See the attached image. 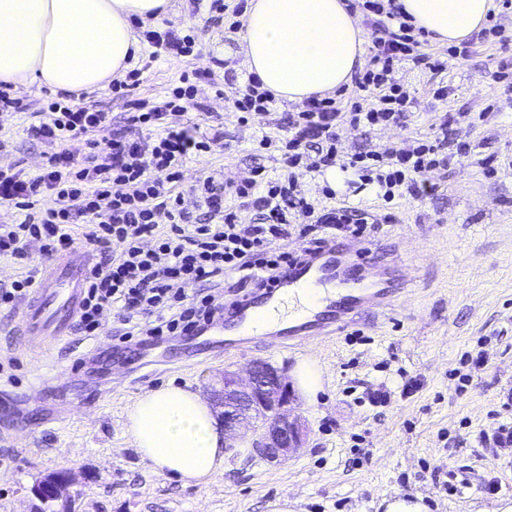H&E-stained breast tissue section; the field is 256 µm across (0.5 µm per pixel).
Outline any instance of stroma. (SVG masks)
<instances>
[{
    "label": "stroma",
    "mask_w": 512,
    "mask_h": 512,
    "mask_svg": "<svg viewBox=\"0 0 512 512\" xmlns=\"http://www.w3.org/2000/svg\"><path fill=\"white\" fill-rule=\"evenodd\" d=\"M173 2L159 25L192 29L195 50L155 59L144 46L131 62L141 71L131 97H160L182 74L212 69L189 118L224 138L186 161V183L212 174L240 181L257 166L266 177H283L273 160L277 147L259 142L283 138L297 104L274 102L265 122L243 123L225 102L249 74L240 47L243 16L228 11L216 25L209 0ZM503 26L500 39L471 36L464 58L424 45L448 68L405 75L415 103L404 126L340 131L352 153L435 136L448 112L477 116L476 127L456 131L458 141L471 144L469 156L452 157L432 173L437 192L388 203L373 186L356 188L351 170L336 184L322 172L297 174L300 192L318 207L345 203L380 217L376 240L396 246L412 279L403 305L364 316L334 340L302 351L262 345L235 358L225 357L224 334L214 330L115 345L119 323L110 313L99 335L76 332L45 353L26 354L20 337L0 335V512H32L29 488L64 468L73 473L65 512H271L281 497L291 512H377L382 498L397 493L423 497L429 512H499L511 504L512 454L479 440L491 426L512 425V408L502 406L512 393V14ZM216 58L222 67H213ZM440 82L448 86L444 100L434 95ZM25 125L23 114L0 112V139L13 144L10 154L0 153V166L18 162L35 172L52 150L29 142ZM477 353L485 361L479 378L461 384L464 355ZM304 359L320 366L323 388L314 400H297L310 429L299 453L270 462L237 448L201 486L156 472L138 452L128 417L144 393L172 384L204 396L224 370L264 360L291 371ZM66 366L64 393L33 391L36 377H55ZM125 375L131 384L122 383ZM410 379L418 388L406 396ZM462 469L473 485L445 492L444 483Z\"/></svg>",
    "instance_id": "35a3bbf8"
}]
</instances>
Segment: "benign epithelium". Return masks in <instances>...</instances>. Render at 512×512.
I'll return each instance as SVG.
<instances>
[{
	"mask_svg": "<svg viewBox=\"0 0 512 512\" xmlns=\"http://www.w3.org/2000/svg\"><path fill=\"white\" fill-rule=\"evenodd\" d=\"M211 405L224 423L225 450L249 435L251 453L267 459L286 458L304 447L306 428L294 413L295 394L284 371L253 361L245 372L224 371L223 386L213 391ZM71 472L50 475L31 488L43 505L63 497Z\"/></svg>",
	"mask_w": 512,
	"mask_h": 512,
	"instance_id": "obj_1",
	"label": "benign epithelium"
}]
</instances>
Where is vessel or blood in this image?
I'll use <instances>...</instances> for the list:
<instances>
[{
    "instance_id": "b4317fda",
    "label": "vessel or blood",
    "mask_w": 512,
    "mask_h": 512,
    "mask_svg": "<svg viewBox=\"0 0 512 512\" xmlns=\"http://www.w3.org/2000/svg\"><path fill=\"white\" fill-rule=\"evenodd\" d=\"M377 250V244L368 240H335L318 255L290 265L262 295L239 301L225 352L250 343L260 316L284 298H296L302 288L316 289L319 297L303 316L273 329V336L281 338L286 349L310 337L327 341L363 315L394 309L405 280L397 256L381 258ZM92 263L91 253L76 247L44 268L19 312L18 334L27 344L51 350L69 339Z\"/></svg>"
}]
</instances>
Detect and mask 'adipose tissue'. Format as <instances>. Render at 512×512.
<instances>
[{
    "instance_id": "obj_1",
    "label": "adipose tissue",
    "mask_w": 512,
    "mask_h": 512,
    "mask_svg": "<svg viewBox=\"0 0 512 512\" xmlns=\"http://www.w3.org/2000/svg\"><path fill=\"white\" fill-rule=\"evenodd\" d=\"M415 28L441 45L481 29L493 0H400ZM170 11V0H0V83L39 82L59 93L91 90L141 52L134 21ZM364 34L344 0H251L241 47L274 97L301 102L349 85ZM129 430L153 469L204 484L224 463V430L195 392L145 393Z\"/></svg>"
}]
</instances>
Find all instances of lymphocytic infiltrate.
I'll list each match as a JSON object with an SVG mask.
<instances>
[{
  "instance_id": "f902f5d3",
  "label": "lymphocytic infiltrate",
  "mask_w": 512,
  "mask_h": 512,
  "mask_svg": "<svg viewBox=\"0 0 512 512\" xmlns=\"http://www.w3.org/2000/svg\"><path fill=\"white\" fill-rule=\"evenodd\" d=\"M349 9L372 17L368 67L354 74L360 97L369 107L342 111L338 99L313 97L288 116L282 159L289 167L309 170L336 166L341 156L339 130L402 126L412 104L400 71L445 70L443 61L419 53L423 30L409 24L398 0H348ZM196 85L176 87L157 101L137 100L127 118L130 134L99 144L96 132L110 127L108 113L95 106L51 102L29 114V139L52 146L41 171L0 168V206L15 219L0 224V257L28 258L36 241L44 257L82 243L94 250L97 265L89 277L78 320L83 335H98L104 312H115L127 327L119 341L133 337L169 339L204 331L222 317L223 292L215 279L238 276L250 288L274 282L288 263L314 254L332 238H360L375 225L360 210L339 207L324 214L296 191L295 181L250 178L220 182L205 177L182 190L187 159L210 152L217 137L187 135L173 125L186 113ZM463 113H445L434 139L419 138L400 146L351 154L347 165L361 181L376 185L385 200L404 194L435 193L424 173L447 166L443 150L448 133ZM84 140L88 151L63 150ZM195 199L184 205L185 194ZM238 204H224L225 194ZM257 218L244 222L243 211ZM295 235L304 251H275L273 242ZM195 285L187 294V285Z\"/></svg>"
}]
</instances>
